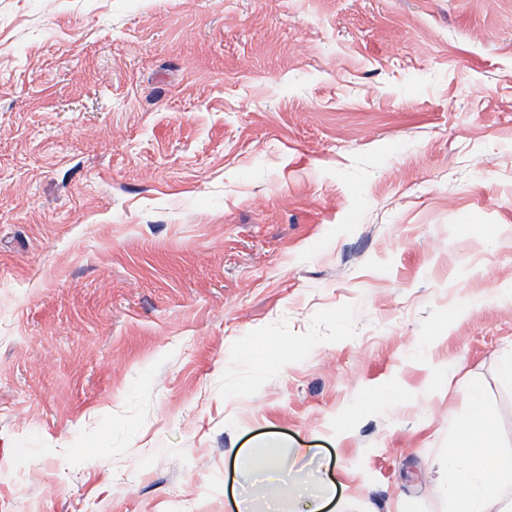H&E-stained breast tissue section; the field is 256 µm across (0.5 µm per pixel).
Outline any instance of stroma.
Segmentation results:
<instances>
[{
	"instance_id": "obj_1",
	"label": "stroma",
	"mask_w": 512,
	"mask_h": 512,
	"mask_svg": "<svg viewBox=\"0 0 512 512\" xmlns=\"http://www.w3.org/2000/svg\"><path fill=\"white\" fill-rule=\"evenodd\" d=\"M511 357L512 0H0V512H451ZM298 495L305 502L309 512H321L324 502L333 494V489L325 483H315L311 478L303 479L297 487Z\"/></svg>"
}]
</instances>
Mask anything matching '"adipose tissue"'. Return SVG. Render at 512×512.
<instances>
[{
  "label": "adipose tissue",
  "instance_id": "adipose-tissue-1",
  "mask_svg": "<svg viewBox=\"0 0 512 512\" xmlns=\"http://www.w3.org/2000/svg\"><path fill=\"white\" fill-rule=\"evenodd\" d=\"M470 413L458 433V451L447 459L448 482L443 490L459 506V512H486L499 491V478L512 463L489 454L491 434L488 408L477 387L466 390Z\"/></svg>",
  "mask_w": 512,
  "mask_h": 512
}]
</instances>
